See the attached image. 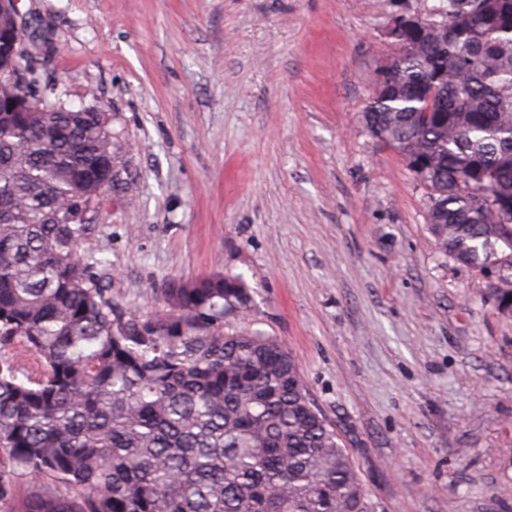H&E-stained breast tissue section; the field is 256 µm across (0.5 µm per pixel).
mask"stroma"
Masks as SVG:
<instances>
[{"instance_id":"obj_1","label":"stroma","mask_w":512,"mask_h":512,"mask_svg":"<svg viewBox=\"0 0 512 512\" xmlns=\"http://www.w3.org/2000/svg\"><path fill=\"white\" fill-rule=\"evenodd\" d=\"M442 0H19L45 80L110 117L125 192L83 247L113 301L221 271L277 337L376 512H512V317L441 253L429 194L362 115L401 13Z\"/></svg>"}]
</instances>
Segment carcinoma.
<instances>
[{"instance_id": "obj_1", "label": "carcinoma", "mask_w": 512, "mask_h": 512, "mask_svg": "<svg viewBox=\"0 0 512 512\" xmlns=\"http://www.w3.org/2000/svg\"><path fill=\"white\" fill-rule=\"evenodd\" d=\"M387 58L363 112L429 191L441 251L489 274L512 314V0H448L423 42ZM0 83V506L7 512H375L335 428L274 336L228 327L251 288L172 281L161 308L112 301L80 246L125 190L108 115Z\"/></svg>"}]
</instances>
